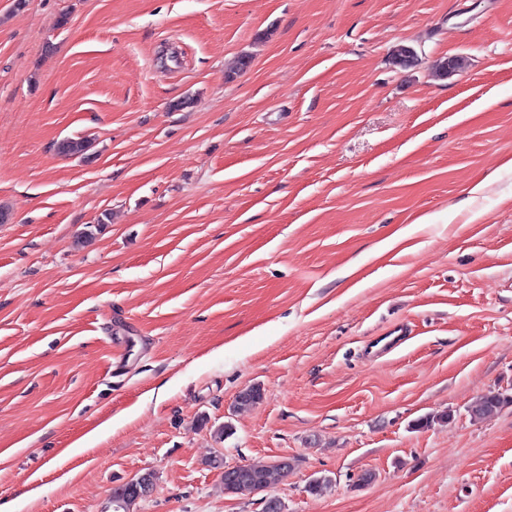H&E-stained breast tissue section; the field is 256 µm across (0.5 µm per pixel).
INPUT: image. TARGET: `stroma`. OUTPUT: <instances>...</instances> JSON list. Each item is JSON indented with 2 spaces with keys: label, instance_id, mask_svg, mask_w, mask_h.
I'll return each instance as SVG.
<instances>
[{
  "label": "stroma",
  "instance_id": "obj_1",
  "mask_svg": "<svg viewBox=\"0 0 512 512\" xmlns=\"http://www.w3.org/2000/svg\"><path fill=\"white\" fill-rule=\"evenodd\" d=\"M15 3L0 504L112 512L151 471L134 512H512V404L468 414L512 388V0ZM215 458L293 471L238 496ZM503 392L489 391L475 399L469 408L471 418L484 419L496 413L505 404L512 402V398Z\"/></svg>",
  "mask_w": 512,
  "mask_h": 512
}]
</instances>
